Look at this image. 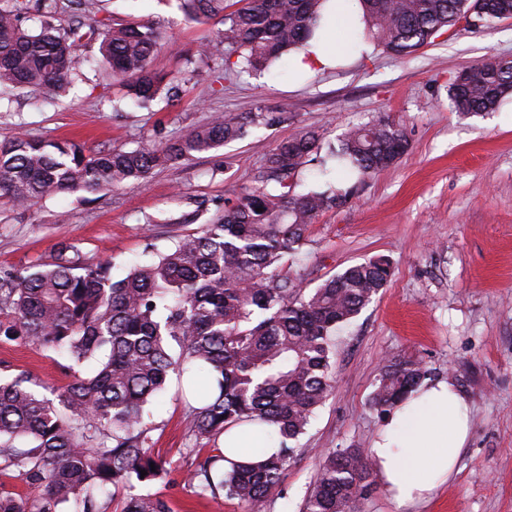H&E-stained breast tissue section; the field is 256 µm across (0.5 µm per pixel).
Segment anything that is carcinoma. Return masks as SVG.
Here are the masks:
<instances>
[{
	"instance_id": "carcinoma-1",
	"label": "carcinoma",
	"mask_w": 512,
	"mask_h": 512,
	"mask_svg": "<svg viewBox=\"0 0 512 512\" xmlns=\"http://www.w3.org/2000/svg\"><path fill=\"white\" fill-rule=\"evenodd\" d=\"M30 0H0V89L27 88L50 97L80 75L79 48L99 42L100 62L112 83L142 109L180 98L184 77L156 72L152 59L166 40L153 21L88 25L60 31L51 23L58 0H36L40 28L24 27ZM326 0H180L199 22L220 15L224 28L200 52L224 50V72L266 70L313 35ZM362 37L387 52L409 55L437 36L479 20L488 26L512 17V0H359ZM236 61H231L232 56ZM449 98L463 116L495 110L512 95V59L491 55L458 72ZM288 120V107L260 108L245 123L219 114L166 143L134 149L85 150L77 144L35 141L23 134L0 142V195L31 206L46 197L143 182L174 165L240 139L247 125ZM320 134L304 130L267 157L259 184L240 194L224 215L177 238L164 252L114 279L112 263L85 264L70 245L55 261L0 282V337L19 338L81 365L49 399L26 373L0 377V468L42 487L29 500L0 490V512H107L103 495L133 481L167 474L148 452L152 422L144 408L167 390L169 374H188L195 404L189 432L216 441L234 425L276 426L279 451L233 463L212 448L189 464L199 495H225L248 512H267L282 478L300 452L315 410L335 379L336 332L351 323L386 287L387 259L353 264L309 289L289 265L308 226L343 205L356 188L331 184L297 193L293 180L314 161ZM409 148L406 128L379 114L348 130L331 152L336 167L363 180L396 163ZM430 370L418 360L387 361L370 398L382 412L402 401ZM147 475H141V471ZM371 475L360 448L324 454L301 512H360ZM122 512H171L158 496L129 494Z\"/></svg>"
}]
</instances>
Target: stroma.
Instances as JSON below:
<instances>
[{"instance_id":"stroma-1","label":"stroma","mask_w":512,"mask_h":512,"mask_svg":"<svg viewBox=\"0 0 512 512\" xmlns=\"http://www.w3.org/2000/svg\"><path fill=\"white\" fill-rule=\"evenodd\" d=\"M159 20L169 39L156 71L188 73L179 101L140 109L104 77L97 44L81 52V75L51 100L26 89L0 101V140L22 133L92 149L164 142L215 113L246 116L288 105V120L249 127L246 136L144 183L46 199L28 208L0 196V279L51 263L60 244L83 262L111 260L114 276L146 262L180 236L216 221L256 184L277 145L311 127L322 149L352 125L386 113L403 123L408 152L358 185L347 202L310 224L301 248L303 282L313 288L350 265L387 258L392 278L336 336V385L317 409L267 512H300L323 452L370 448L385 421L369 400L384 362L414 355L433 379H453L471 407V432L453 475L424 501L397 506L378 475L361 512H512V97L495 111L464 117L448 99L457 72L488 56L512 59V18L440 36L408 56L379 47L330 72L298 80L291 61L262 73L212 82L220 59L198 53L217 27L189 19L178 0H59L54 23ZM65 358L0 340V374H30L59 389L74 372ZM150 452L165 479L135 483V493L168 500L172 512H247L236 499L199 496L188 476V401L169 384L150 407Z\"/></svg>"}]
</instances>
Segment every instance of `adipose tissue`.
Listing matches in <instances>:
<instances>
[{
	"instance_id": "ef3b65f1",
	"label": "adipose tissue",
	"mask_w": 512,
	"mask_h": 512,
	"mask_svg": "<svg viewBox=\"0 0 512 512\" xmlns=\"http://www.w3.org/2000/svg\"><path fill=\"white\" fill-rule=\"evenodd\" d=\"M361 11L351 0H327L321 28L294 57L297 70L335 68L346 53L366 50ZM470 409L452 380L423 384L386 418L369 452L391 499L406 505L424 499L437 480L454 472L470 431ZM262 432L235 426L224 434V455L249 462L272 454Z\"/></svg>"
}]
</instances>
